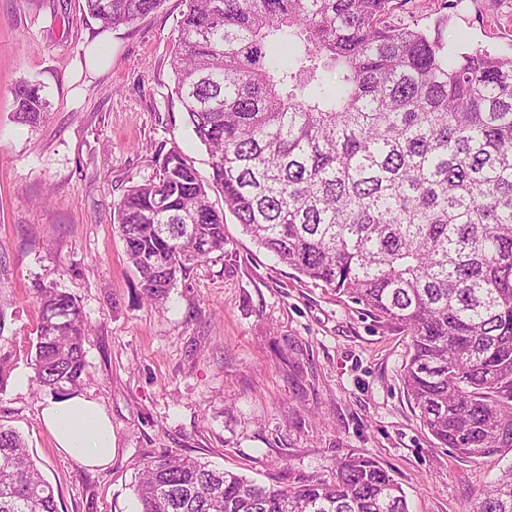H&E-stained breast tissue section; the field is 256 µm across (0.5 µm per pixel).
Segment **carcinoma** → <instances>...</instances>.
Instances as JSON below:
<instances>
[{
    "label": "carcinoma",
    "mask_w": 512,
    "mask_h": 512,
    "mask_svg": "<svg viewBox=\"0 0 512 512\" xmlns=\"http://www.w3.org/2000/svg\"><path fill=\"white\" fill-rule=\"evenodd\" d=\"M163 0H84L104 32ZM174 92L210 156L180 150L114 207L145 298L224 253L231 213L260 247L411 339L401 381L440 447L464 459L512 447V57L458 56L398 18L399 0H183ZM16 122L49 102L14 91ZM223 195L218 208L209 190ZM35 381L86 369L70 294L38 289ZM139 512H408L388 470L351 456L330 482L266 485L195 458L143 464ZM0 512H57L24 439L0 427ZM473 512H512V467Z\"/></svg>",
    "instance_id": "1"
}]
</instances>
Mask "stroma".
Masks as SVG:
<instances>
[{
  "mask_svg": "<svg viewBox=\"0 0 512 512\" xmlns=\"http://www.w3.org/2000/svg\"><path fill=\"white\" fill-rule=\"evenodd\" d=\"M82 4L0 0V425L25 439L58 512H138L135 478L163 452L293 487L364 455L401 484L409 512H472L512 450L461 459L439 447L401 384L406 332L279 263L233 216L223 252L179 273L165 303L143 297L115 204L174 146L210 174L174 93L184 5L163 0L101 34ZM397 15L423 29L447 16L458 51L512 57V0H405ZM24 80L51 103L35 128L14 120ZM41 286L70 294L88 322L77 391L112 420L107 469L58 452L40 419L52 394L32 379Z\"/></svg>",
  "mask_w": 512,
  "mask_h": 512,
  "instance_id": "stroma-1",
  "label": "stroma"
}]
</instances>
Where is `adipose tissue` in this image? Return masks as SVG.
Listing matches in <instances>:
<instances>
[{"instance_id": "ef3b65f1", "label": "adipose tissue", "mask_w": 512, "mask_h": 512, "mask_svg": "<svg viewBox=\"0 0 512 512\" xmlns=\"http://www.w3.org/2000/svg\"><path fill=\"white\" fill-rule=\"evenodd\" d=\"M40 417L57 449L87 468L112 462V423L104 410L81 394L43 401Z\"/></svg>"}]
</instances>
